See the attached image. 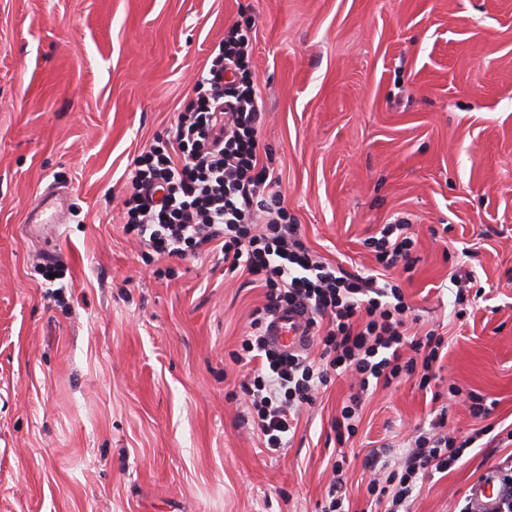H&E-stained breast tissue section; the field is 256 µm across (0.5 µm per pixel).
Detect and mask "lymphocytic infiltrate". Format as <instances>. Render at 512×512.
Instances as JSON below:
<instances>
[{
    "mask_svg": "<svg viewBox=\"0 0 512 512\" xmlns=\"http://www.w3.org/2000/svg\"><path fill=\"white\" fill-rule=\"evenodd\" d=\"M251 51V29L231 27L175 124L135 158L124 230L160 257L220 251L225 270L246 272L263 289L265 303L230 358L251 369L240 402L273 456L332 374L356 387L332 424L343 443L358 430L364 393L415 374L421 388H430L446 338L433 329L412 335L406 327L410 307L390 272L411 271L418 261L410 224H386L370 237L378 264L371 273L348 272L306 247L282 205L278 177L260 161L264 113L247 78ZM283 312L303 317L317 356L269 342L267 329ZM444 426V414H437L430 429L408 439L403 464L369 482L372 512H411L418 483L451 469L491 432L485 426L461 439Z\"/></svg>",
    "mask_w": 512,
    "mask_h": 512,
    "instance_id": "obj_1",
    "label": "lymphocytic infiltrate"
}]
</instances>
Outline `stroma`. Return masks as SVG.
<instances>
[{
  "instance_id": "stroma-1",
  "label": "stroma",
  "mask_w": 512,
  "mask_h": 512,
  "mask_svg": "<svg viewBox=\"0 0 512 512\" xmlns=\"http://www.w3.org/2000/svg\"><path fill=\"white\" fill-rule=\"evenodd\" d=\"M234 25L252 28L260 149L306 245L371 270L366 239L407 220L411 330L444 332L439 391L483 396L487 417L410 377L341 446L335 375L262 452L227 394L263 290L211 256L144 259L121 223L132 158ZM48 189L66 201L50 240L29 221ZM457 270L483 288L461 319ZM440 409L453 436L512 424V0H0V512H320L336 461L361 505L367 459ZM507 453L466 449L412 512H452Z\"/></svg>"
}]
</instances>
